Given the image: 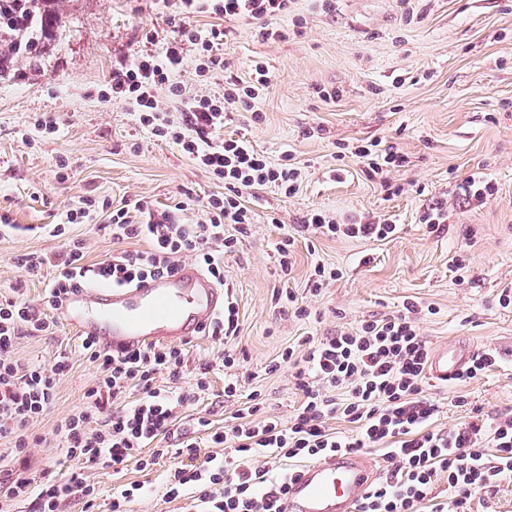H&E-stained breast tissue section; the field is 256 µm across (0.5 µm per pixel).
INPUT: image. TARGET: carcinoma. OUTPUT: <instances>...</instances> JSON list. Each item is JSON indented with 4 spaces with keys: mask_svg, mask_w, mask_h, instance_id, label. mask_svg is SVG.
Instances as JSON below:
<instances>
[{
    "mask_svg": "<svg viewBox=\"0 0 512 512\" xmlns=\"http://www.w3.org/2000/svg\"><path fill=\"white\" fill-rule=\"evenodd\" d=\"M60 0H0V78L19 61L38 67L62 24Z\"/></svg>",
    "mask_w": 512,
    "mask_h": 512,
    "instance_id": "carcinoma-1",
    "label": "carcinoma"
}]
</instances>
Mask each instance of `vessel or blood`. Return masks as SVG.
Instances as JSON below:
<instances>
[{
  "label": "vessel or blood",
  "instance_id": "1",
  "mask_svg": "<svg viewBox=\"0 0 512 512\" xmlns=\"http://www.w3.org/2000/svg\"><path fill=\"white\" fill-rule=\"evenodd\" d=\"M225 302V290L195 262L184 260L167 277L148 279L131 288L89 285L68 296L60 314L81 336L122 354L203 336ZM473 355L469 345L441 344L429 356L428 374L438 382L454 380ZM378 478L375 463L366 453L330 455L295 475L282 501V512H354Z\"/></svg>",
  "mask_w": 512,
  "mask_h": 512
}]
</instances>
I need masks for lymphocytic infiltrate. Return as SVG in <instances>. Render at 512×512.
Segmentation results:
<instances>
[{
    "instance_id": "1",
    "label": "lymphocytic infiltrate",
    "mask_w": 512,
    "mask_h": 512,
    "mask_svg": "<svg viewBox=\"0 0 512 512\" xmlns=\"http://www.w3.org/2000/svg\"><path fill=\"white\" fill-rule=\"evenodd\" d=\"M289 0H178L180 16L175 37L159 43V51L137 54L112 73V97L132 102L142 125L196 161L223 194L209 195L204 221L181 223L173 213L154 215L142 204L113 210L109 229L113 239L141 237L145 251H125L112 259L89 265L81 242L53 256L30 257V274L50 270L43 310L19 298L0 299V441L13 458L0 457V503L28 495L40 482L35 512H60L63 503L79 501L91 512L97 488L83 473L68 481L43 472L33 479L18 457L30 446L28 431L53 404L59 380L69 372L67 357L50 366H26L15 357L18 340L25 335L50 336L57 330L53 310L70 294L90 282L131 287L174 270L191 257L216 282L224 280V256L234 252L237 237L225 234L226 225L251 223V209L243 198L271 188L284 197L300 187L299 172L291 164L272 163L246 137H225L224 116L251 112L271 82L268 66L255 61L248 81L224 82L221 96L189 94L173 76L187 50L197 54L195 73L211 77L223 73L225 23L246 20L259 25L263 39L273 38L271 20L287 15ZM215 17L214 25L195 24L200 14ZM169 94L178 113L162 108L160 97ZM301 231L322 237L345 236L385 240L397 232L394 222L352 221L346 224L324 211L308 213ZM420 302L404 301L396 313L363 321L351 331L324 338L303 337L305 351L287 347L265 368L274 373L292 365L303 401L288 420L258 419L257 392H243L233 369L236 355L230 347L240 333L238 311L227 304L214 317L207 334L221 346L216 357L199 362L195 381H182L185 352L179 346L152 345L122 356L100 350L90 339L82 346L96 363L98 375L86 393V405L60 426L67 457L87 465L107 463L120 472L129 462L148 469L167 456L162 441L174 434L179 410L195 404L210 387V377L224 370V396L236 400L229 423L213 427L197 418L212 447L204 462H197V445L183 441L178 455L186 464L171 468L165 497L174 502L191 497L195 512H280L294 472L280 468L284 459H321L338 451L381 449L390 467L372 486L357 512H470L473 493L495 488L512 477V416H473L454 427L435 428L440 404L425 392L429 344L420 334ZM138 390L140 399L127 395ZM348 423V432L330 429L328 420ZM264 457V466L253 463ZM447 483L450 497L436 493Z\"/></svg>"
}]
</instances>
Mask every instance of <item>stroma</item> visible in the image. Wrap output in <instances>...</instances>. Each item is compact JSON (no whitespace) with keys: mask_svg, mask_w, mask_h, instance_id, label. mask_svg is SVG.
Returning <instances> with one entry per match:
<instances>
[{"mask_svg":"<svg viewBox=\"0 0 512 512\" xmlns=\"http://www.w3.org/2000/svg\"><path fill=\"white\" fill-rule=\"evenodd\" d=\"M60 8L65 25L39 69L21 65L0 80V215L12 222L0 231V295L13 296L20 286L36 307L50 273L29 275L18 261L61 251L64 240L47 228L69 207L86 197L116 207L139 201L155 211L185 201L180 217L193 224L205 218L193 198L216 190L195 161L140 124L133 104L112 98L113 71L135 53L154 51L146 32L173 36L175 7L62 0ZM273 26L280 38L264 40L246 23H228L223 46L226 75L249 79L256 60L273 75L258 102L260 121L228 113L225 134H247L274 162L289 153L301 172L294 197L259 193L241 247L224 257L241 323L237 374L261 393L268 414L288 418L301 395L289 368L269 374L266 365L301 337L355 329L410 297L432 308L419 322L429 345L463 341L501 356L500 369L487 376L428 383L442 403L439 425L512 414V306L498 303L500 289L512 284V0H335L329 9L321 0H291ZM46 118L56 121L57 132L39 128ZM373 141L405 156L404 166L379 179L358 158L337 161L338 144ZM478 167L494 187L480 204L456 194L457 183ZM384 179L401 193L386 196ZM439 199L448 220L433 233L421 216ZM312 209L340 220L389 218L399 231L384 241L298 237L293 269L281 278L276 246L283 228ZM271 210L280 224L267 222ZM107 221L101 212L68 231L84 242L87 264L121 250H148L140 238L114 241ZM459 254L469 258L462 270L453 266ZM318 263L342 276L313 298L309 275ZM285 285L310 298L313 317L299 319L276 304L273 294ZM81 343L63 324L54 337L26 336L16 347L24 363L48 364L63 354L71 365L51 409L31 429L39 439L29 453L32 474L49 470L64 479L77 467L56 430L83 407L96 377ZM232 410L218 371L184 412L208 415L221 428ZM172 464L167 457L146 471L133 462L119 473L102 464L89 469L98 488L94 512H109L113 488L130 482L143 486L133 512H179L163 496Z\"/></svg>","mask_w":512,"mask_h":512,"instance_id":"obj_1","label":"stroma"}]
</instances>
